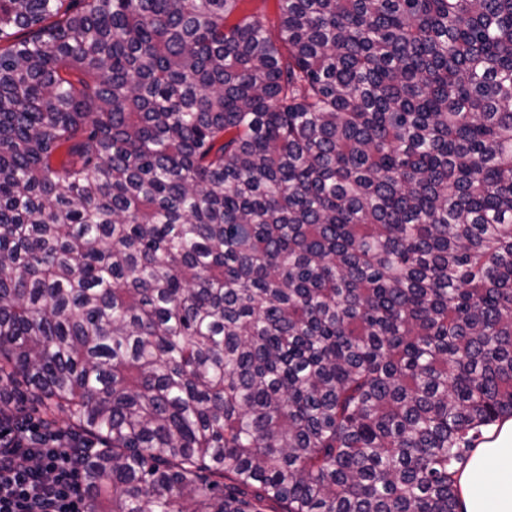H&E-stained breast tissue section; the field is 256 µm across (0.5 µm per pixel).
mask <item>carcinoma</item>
<instances>
[{"label":"carcinoma","mask_w":512,"mask_h":512,"mask_svg":"<svg viewBox=\"0 0 512 512\" xmlns=\"http://www.w3.org/2000/svg\"><path fill=\"white\" fill-rule=\"evenodd\" d=\"M0 0V394L93 512H460L512 418V0ZM252 13L262 14L269 30L275 31L279 22L278 2L276 0H245L240 3L238 15L231 17L228 23H233L237 17Z\"/></svg>","instance_id":"1"}]
</instances>
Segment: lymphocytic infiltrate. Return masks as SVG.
<instances>
[{
    "mask_svg": "<svg viewBox=\"0 0 512 512\" xmlns=\"http://www.w3.org/2000/svg\"><path fill=\"white\" fill-rule=\"evenodd\" d=\"M80 468L62 435L38 430L18 441L0 433V512H88Z\"/></svg>",
    "mask_w": 512,
    "mask_h": 512,
    "instance_id": "obj_1",
    "label": "lymphocytic infiltrate"
}]
</instances>
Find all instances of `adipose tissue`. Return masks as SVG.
<instances>
[{
    "label": "adipose tissue",
    "mask_w": 512,
    "mask_h": 512,
    "mask_svg": "<svg viewBox=\"0 0 512 512\" xmlns=\"http://www.w3.org/2000/svg\"><path fill=\"white\" fill-rule=\"evenodd\" d=\"M507 462L512 464V418L485 432L460 473L463 512H512V474L501 472Z\"/></svg>",
    "instance_id": "1"
}]
</instances>
